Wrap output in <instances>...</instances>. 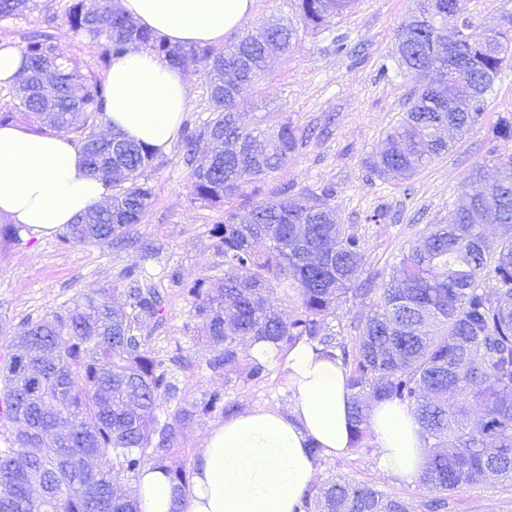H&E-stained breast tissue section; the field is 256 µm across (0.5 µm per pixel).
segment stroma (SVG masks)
I'll list each match as a JSON object with an SVG mask.
<instances>
[{
    "label": "stroma",
    "mask_w": 512,
    "mask_h": 512,
    "mask_svg": "<svg viewBox=\"0 0 512 512\" xmlns=\"http://www.w3.org/2000/svg\"><path fill=\"white\" fill-rule=\"evenodd\" d=\"M44 2L26 19L0 21V44L18 48L25 34L46 31L84 69H94L97 48L73 36L65 17L68 0ZM415 5V0H356L350 10L302 34L292 52L280 55L258 86L257 110L240 115L246 126L258 121L275 129L288 120L311 129L312 136L288 167L249 186L233 206L247 207L283 193L317 197L324 188H333L330 204L339 224L364 242L365 273L384 279L427 225L448 222L473 170L491 169L497 159L512 155V140L488 136L500 117L512 115L508 66L486 96L479 124L448 155L406 180L382 179L370 171L369 157L408 107L413 80L399 67L395 48ZM462 8L480 31L512 30V0H462ZM144 178L153 201L133 226L130 245H65L59 234L46 236L24 226L7 236L3 230L10 222L0 218V322L18 331L78 293L126 289L125 271L138 270L140 287L157 289L164 297L161 314L143 322L138 334L162 360L176 388L173 397L162 400L158 419L175 424L173 460L189 467L204 438L224 420L221 411H201L212 392L223 393L225 406L235 413L257 407L287 411L295 397L272 361H265L261 377L253 380L241 367H210L214 353L201 339V323L186 287L197 278L209 288L224 282V257L212 236L224 208L196 199L178 147L162 154L160 164L146 169ZM368 308V300L341 299L325 319V332L353 343ZM329 480L398 496L409 512H428L427 502L436 497L417 481L404 482L381 471L370 431L350 454L319 457L314 482ZM439 497L440 512H512V479Z\"/></svg>",
    "instance_id": "1"
}]
</instances>
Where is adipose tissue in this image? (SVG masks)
<instances>
[{
  "instance_id": "1",
  "label": "adipose tissue",
  "mask_w": 512,
  "mask_h": 512,
  "mask_svg": "<svg viewBox=\"0 0 512 512\" xmlns=\"http://www.w3.org/2000/svg\"><path fill=\"white\" fill-rule=\"evenodd\" d=\"M118 6L171 44L203 45L221 43L241 27L253 0H118ZM107 82L106 129L168 152L189 103L183 70L133 49L113 59ZM110 194L64 136L0 127V216L50 235ZM250 351L278 360L295 406L245 410L214 427L194 461L188 512H301L318 465L311 447L329 456L352 448V391L340 360L306 340L285 352L254 341ZM370 426L380 468L403 480L417 477L426 443L410 410L374 404ZM133 489L142 512H173L177 494L163 471L144 469Z\"/></svg>"
}]
</instances>
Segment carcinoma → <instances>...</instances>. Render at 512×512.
<instances>
[{"label": "carcinoma", "instance_id": "carcinoma-1", "mask_svg": "<svg viewBox=\"0 0 512 512\" xmlns=\"http://www.w3.org/2000/svg\"><path fill=\"white\" fill-rule=\"evenodd\" d=\"M354 0H297L301 28L277 26L271 41L284 54L299 30H314L351 9ZM40 0H0V19H19ZM421 25L407 24L397 45L399 63L414 78L409 107L370 162L382 175L406 177L448 154L441 131L475 128L486 95L512 60V36L472 29L461 0H420ZM72 33L92 41L97 67L132 48L149 50L184 70L202 68L211 117L185 126L178 147L190 167L197 199L227 204L288 165L309 131L284 122L266 132L239 122L269 70L275 52L250 33L215 53L197 45L173 46L111 0H69ZM468 30L443 56L424 50L444 37L448 23ZM25 64L12 85L13 104L0 122L20 115L55 131L75 134L90 175L112 188L109 202L67 225L62 241L86 244L129 240L153 192L142 180L159 153L118 132L100 134L108 87L84 70L47 34L26 38ZM499 178L480 199L484 215L462 192L446 224H429L393 268L390 282L361 320L352 349L319 337L324 317L341 298L373 293L358 282L365 263L361 239L336 224L319 197L284 196L224 211L214 228L224 254V288L195 281L189 295L208 346L211 365L238 367V337L289 348L306 338L350 366L354 441L370 426L378 402L406 404L428 451L420 486L458 491L491 479L512 478V235L487 246L484 225L512 228V156L498 163ZM291 283L301 311L290 315L268 304L266 293ZM162 310L159 296L132 288L81 294L13 335L0 330L7 351L0 364V512H140L119 495L122 476L147 467L169 475L177 509L186 512L188 478L164 465L175 448V427L158 423L160 402L175 392L163 363L135 334L141 319ZM314 512H408L401 498L369 486L332 481L304 493Z\"/></svg>", "mask_w": 512, "mask_h": 512}]
</instances>
